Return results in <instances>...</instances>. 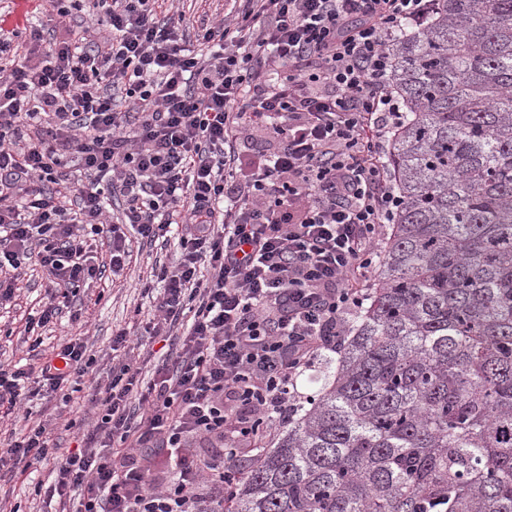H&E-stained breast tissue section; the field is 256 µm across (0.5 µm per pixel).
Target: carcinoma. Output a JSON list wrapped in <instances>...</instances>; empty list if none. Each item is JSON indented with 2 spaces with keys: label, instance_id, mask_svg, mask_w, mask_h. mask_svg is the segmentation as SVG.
I'll return each mask as SVG.
<instances>
[{
  "label": "carcinoma",
  "instance_id": "obj_1",
  "mask_svg": "<svg viewBox=\"0 0 512 512\" xmlns=\"http://www.w3.org/2000/svg\"><path fill=\"white\" fill-rule=\"evenodd\" d=\"M390 53L378 285L225 512H512V0H433Z\"/></svg>",
  "mask_w": 512,
  "mask_h": 512
}]
</instances>
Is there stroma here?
Listing matches in <instances>:
<instances>
[{"mask_svg":"<svg viewBox=\"0 0 512 512\" xmlns=\"http://www.w3.org/2000/svg\"><path fill=\"white\" fill-rule=\"evenodd\" d=\"M131 263L120 275L104 273L102 278L78 288L71 298V307L83 324L85 342L96 362L93 370L79 384L78 391L56 395L51 400L30 402L33 414L56 419L58 425L53 438L58 447L73 446L76 430L66 429L68 420L86 423L95 418L86 403L88 394L96 382L112 373V332L124 328L138 334L149 318L159 291L144 293L142 281L149 275L154 261L173 263L179 255L177 237H170L166 246L148 247L138 239H131ZM42 273L37 269H24L20 277V289L10 308L0 310V362L14 364L27 360L24 329L31 309L44 297ZM51 479L49 465H41L17 474L1 486L7 500L0 503V512H57L58 503H47L37 492L39 485Z\"/></svg>","mask_w":512,"mask_h":512,"instance_id":"1","label":"stroma"}]
</instances>
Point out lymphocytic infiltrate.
Here are the masks:
<instances>
[{"mask_svg":"<svg viewBox=\"0 0 512 512\" xmlns=\"http://www.w3.org/2000/svg\"><path fill=\"white\" fill-rule=\"evenodd\" d=\"M50 28L0 35V269L38 264L47 299L30 315L38 364H0V408L77 385L94 358L83 336L41 352L39 328L101 270L131 257L107 215L155 244L181 228L150 336L182 326L179 350L144 378L126 355L90 402L80 447L49 422L0 448V471L52 463L61 512H224L243 451L295 415L297 381L338 353L379 262L399 197L385 145L405 114L388 42L432 0H242L186 49L175 0H50ZM268 146L247 175L239 154Z\"/></svg>","mask_w":512,"mask_h":512,"instance_id":"1","label":"lymphocytic infiltrate"}]
</instances>
